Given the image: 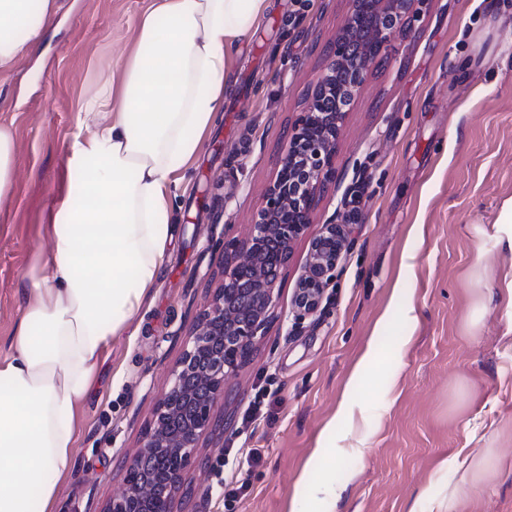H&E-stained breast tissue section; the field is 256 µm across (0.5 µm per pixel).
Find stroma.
I'll return each mask as SVG.
<instances>
[{
  "label": "stroma",
  "mask_w": 512,
  "mask_h": 512,
  "mask_svg": "<svg viewBox=\"0 0 512 512\" xmlns=\"http://www.w3.org/2000/svg\"><path fill=\"white\" fill-rule=\"evenodd\" d=\"M148 0H59L36 53L0 70V123L12 127L18 176L0 201V355L21 317L35 254L68 184L79 108L117 75ZM348 0H277L246 42L224 109L172 200L175 240L140 312L113 339L78 410L75 466L54 512H100L125 487L169 373L223 279L225 236L247 237L283 147L329 59ZM336 182L292 247L264 338L215 408L173 512H224L216 491L228 448H260L235 512H288L316 441L341 402L394 288L414 309L394 319L381 360L331 438L336 500L315 512H512V251L497 241L512 198V0H430L374 67L336 143ZM361 219L320 309L288 318L310 236L344 211ZM490 305L479 323L471 315ZM266 390L259 425L242 418ZM488 472L455 495L464 467ZM429 497L419 500L421 490Z\"/></svg>",
  "instance_id": "1"
}]
</instances>
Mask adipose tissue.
Wrapping results in <instances>:
<instances>
[{
    "mask_svg": "<svg viewBox=\"0 0 512 512\" xmlns=\"http://www.w3.org/2000/svg\"><path fill=\"white\" fill-rule=\"evenodd\" d=\"M272 0H152L87 131L0 356V512H50L106 348L149 299L174 239L172 188L224 104L232 60ZM56 0H0V69L35 51Z\"/></svg>",
    "mask_w": 512,
    "mask_h": 512,
    "instance_id": "ef3b65f1",
    "label": "adipose tissue"
}]
</instances>
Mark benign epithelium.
I'll return each instance as SVG.
<instances>
[{"label": "benign epithelium", "instance_id": "1", "mask_svg": "<svg viewBox=\"0 0 512 512\" xmlns=\"http://www.w3.org/2000/svg\"><path fill=\"white\" fill-rule=\"evenodd\" d=\"M430 0H349V9L330 59L314 85L284 148L248 238H226L224 281L200 314L195 332L170 371V386L158 399L143 444L127 462L123 492L103 512H172L183 490V471L199 440L221 426L213 417L225 398V378L245 363L266 333L275 306V283L292 244L310 224V214L336 181V142L345 111L363 90L371 64L406 34ZM353 213L322 225L310 246L289 313L298 326L318 312L346 247ZM155 456L166 465L145 473L142 461Z\"/></svg>", "mask_w": 512, "mask_h": 512}]
</instances>
